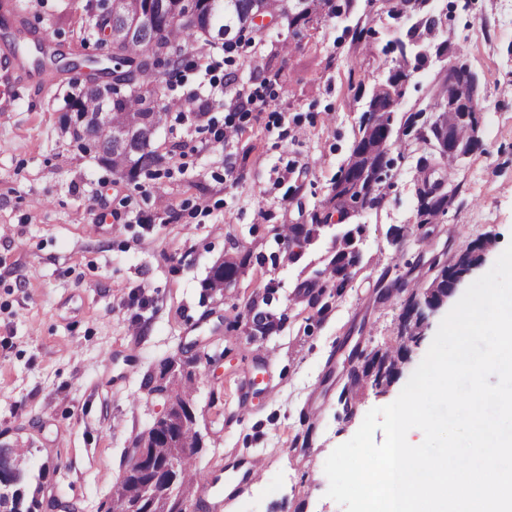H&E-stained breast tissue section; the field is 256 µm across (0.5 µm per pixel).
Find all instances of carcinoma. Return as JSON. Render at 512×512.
I'll return each mask as SVG.
<instances>
[{"label":"carcinoma","mask_w":512,"mask_h":512,"mask_svg":"<svg viewBox=\"0 0 512 512\" xmlns=\"http://www.w3.org/2000/svg\"><path fill=\"white\" fill-rule=\"evenodd\" d=\"M415 2L417 25L406 32V40H396L404 67L412 62L417 65L422 62L424 52L420 37L436 26V19L426 11L425 0ZM258 4L272 19L286 8V0L278 3L274 0H223L219 7L208 3V0H150L151 10L159 14L160 23L137 30L124 43L112 48L103 59H86L90 69L88 82L84 90L71 100L70 111L76 116L83 112H121L132 129L159 128L166 119V113L175 107V102L154 105L152 99L157 95L160 79L165 75L172 76L183 67L186 60L183 46L191 47L201 40L221 39L228 44L241 39L244 22ZM404 93L405 90L392 81L380 84L373 90L368 105L388 114L390 106ZM429 110L448 115V120L441 122L440 128L452 139L461 143L470 140L471 122L476 119V113L470 112L466 118L461 116L459 111L444 105V99L438 92L434 93ZM390 135L391 131L385 126L370 141L361 139L355 143L346 172L333 182L326 199L327 207L313 214L311 224L305 229L306 235L318 234L332 213L346 219L358 209L376 204L377 195L365 192L364 184L368 180L377 185L383 181L386 166L382 158L389 148ZM73 137L79 142V148L85 152L94 151L95 157L109 168L121 165L120 174L130 179L141 174H156L163 161V155L153 145L139 139L116 143L112 139V131L105 126L81 125L73 132ZM453 198L454 195L446 193L433 197L430 191L418 189L419 223H432L448 208ZM481 251L482 241L470 242L453 262L440 266L437 277L445 282L478 265L482 260ZM340 262L341 256L334 255L324 270L328 275L326 287L337 293L350 278L343 273ZM419 339L420 333L403 323L398 328L395 344L368 353L363 349L358 352L352 349L348 358L357 356L364 359L363 377L373 388H386L397 376L398 362ZM178 439L183 447H201L199 434L192 426L181 428ZM175 477L182 491H194L196 481L201 479L194 454L185 453L179 457ZM148 482L147 476L138 474L121 481L111 502L102 505L104 512H113L114 502L133 503L143 499ZM32 483L33 477L28 471L20 473L14 484L0 489V508L4 512H41L40 499L30 491Z\"/></svg>","instance_id":"1"}]
</instances>
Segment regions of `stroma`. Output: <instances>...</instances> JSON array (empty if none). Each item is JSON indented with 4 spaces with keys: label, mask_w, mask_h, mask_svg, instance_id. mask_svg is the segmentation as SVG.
<instances>
[{
    "label": "stroma",
    "mask_w": 512,
    "mask_h": 512,
    "mask_svg": "<svg viewBox=\"0 0 512 512\" xmlns=\"http://www.w3.org/2000/svg\"><path fill=\"white\" fill-rule=\"evenodd\" d=\"M32 27L64 60L50 83L21 89L0 112V444L28 451L45 497L99 512L119 482L126 453L164 402L145 390L167 360L195 363L198 468L216 482L192 512H344L322 471L372 408L392 403L426 355L448 307L429 313L423 338L386 391L361 390L345 417L347 355L395 336L405 296L378 302L395 279L423 288L434 259L469 242L494 244L470 273L488 272L512 242V0H436L439 27L427 47L449 41L475 74L479 146L447 163L406 118L428 105L446 59L429 55L394 113L387 176L376 206L288 249L285 226L309 223L345 171L373 88L398 66L405 34L390 0H334L307 23L241 43L236 52L196 44L192 63L162 82L163 100L197 95L201 122L168 116L155 147L157 176L128 179L78 150L67 101L89 56L105 48L79 0H19ZM365 28L368 42L355 32ZM258 105L236 112L233 97ZM234 127L225 137V127ZM456 189L448 211L419 223L421 162ZM362 226L361 261L324 313L296 297L321 272L337 237ZM248 261L226 290L205 285L212 267ZM272 293L280 322L250 337L234 323L254 297ZM265 475L237 483L245 461Z\"/></svg>",
    "instance_id": "1"
}]
</instances>
